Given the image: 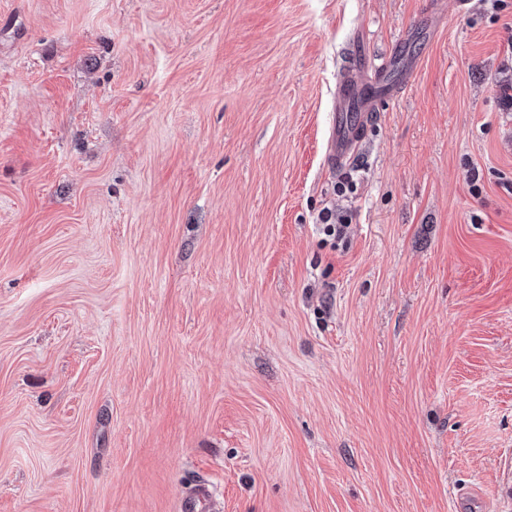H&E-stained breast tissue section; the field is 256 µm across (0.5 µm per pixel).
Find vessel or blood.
Listing matches in <instances>:
<instances>
[{
    "label": "vessel or blood",
    "instance_id": "vessel-or-blood-1",
    "mask_svg": "<svg viewBox=\"0 0 512 512\" xmlns=\"http://www.w3.org/2000/svg\"><path fill=\"white\" fill-rule=\"evenodd\" d=\"M388 69L385 63L377 66L373 79L364 84L345 77L339 81L325 152L329 165L341 166L353 158L373 113L382 99L393 92L392 86L383 81ZM179 512H216L211 486L205 482L197 483L181 500Z\"/></svg>",
    "mask_w": 512,
    "mask_h": 512
}]
</instances>
